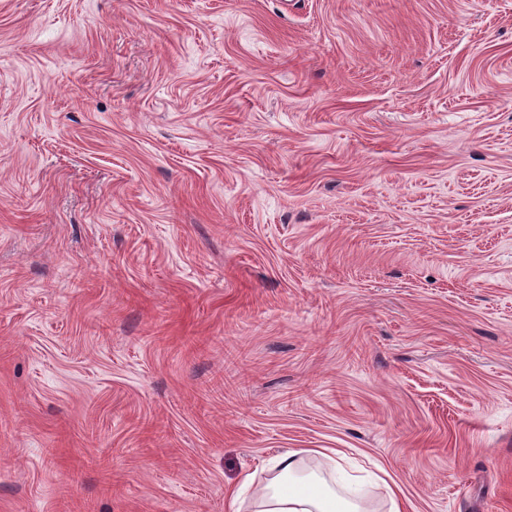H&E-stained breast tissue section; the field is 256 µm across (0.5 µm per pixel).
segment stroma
I'll return each mask as SVG.
<instances>
[{"mask_svg": "<svg viewBox=\"0 0 512 512\" xmlns=\"http://www.w3.org/2000/svg\"><path fill=\"white\" fill-rule=\"evenodd\" d=\"M323 448L512 512V0H0V512Z\"/></svg>", "mask_w": 512, "mask_h": 512, "instance_id": "1", "label": "stroma"}]
</instances>
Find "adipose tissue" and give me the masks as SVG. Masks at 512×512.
Returning <instances> with one entry per match:
<instances>
[{
	"label": "adipose tissue",
	"mask_w": 512,
	"mask_h": 512,
	"mask_svg": "<svg viewBox=\"0 0 512 512\" xmlns=\"http://www.w3.org/2000/svg\"><path fill=\"white\" fill-rule=\"evenodd\" d=\"M300 453L289 450L273 462L274 477L265 484L246 475L243 487L252 489L254 512H364L363 508L339 495L321 476L300 475Z\"/></svg>",
	"instance_id": "1"
}]
</instances>
